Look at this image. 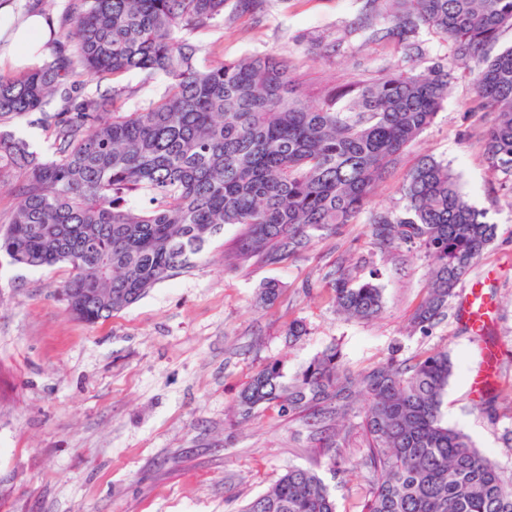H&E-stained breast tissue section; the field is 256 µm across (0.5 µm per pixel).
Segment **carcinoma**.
Returning <instances> with one entry per match:
<instances>
[{"mask_svg": "<svg viewBox=\"0 0 512 512\" xmlns=\"http://www.w3.org/2000/svg\"><path fill=\"white\" fill-rule=\"evenodd\" d=\"M226 0H67L40 66L0 69V187L17 207L0 213V255L14 265L66 264L65 309L89 324L107 319L155 285L191 268L205 245L237 225L224 265L278 266L308 250L316 235H337L372 202L403 151L434 121L452 69L472 76L477 111L492 116L478 133L489 170L512 178V46L492 55L512 29V0H362L343 32L421 55V25L448 42V65L388 68L332 88L318 106L304 100L287 61L252 55L207 67L185 34L211 25ZM390 23L376 24L381 13ZM131 71L168 77L148 104L116 112ZM112 84L113 96L85 92ZM64 107L48 112L52 97ZM36 116L52 140L41 160L12 127ZM403 210L372 214L370 244L422 249L432 266L411 321L427 335L448 316L457 287L492 244L495 225L459 189L448 167L422 159L399 187ZM145 205L136 210L129 200ZM279 281L259 289L273 306ZM336 312L370 319L384 309L382 289L356 267L334 272ZM454 364L447 348L391 357L359 372L332 345L293 376L268 361L238 392L246 421L273 411L322 425L320 443L333 474L344 472L335 424L361 416L366 450L357 472L367 488L359 512H512V477L448 426L444 406ZM512 389L482 395L493 412ZM240 512H336L319 474L289 465Z\"/></svg>", "mask_w": 512, "mask_h": 512, "instance_id": "cac0c4a2", "label": "carcinoma"}]
</instances>
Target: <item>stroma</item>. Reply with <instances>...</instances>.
<instances>
[{
    "mask_svg": "<svg viewBox=\"0 0 512 512\" xmlns=\"http://www.w3.org/2000/svg\"><path fill=\"white\" fill-rule=\"evenodd\" d=\"M360 0H289L265 13L216 21L190 33L196 63L275 54L293 65L311 103L352 74L400 65L394 50L343 35ZM59 0H0V34L36 12L55 19ZM342 38L336 56L324 42ZM476 94L465 69L433 123L405 149L381 181L370 211L336 237H316L309 250L279 266L233 271L224 252L239 229L225 226L193 268L162 281L111 318L74 320L57 292L69 268H25L0 258V512H236L296 465L327 476L304 422L267 413L238 425V391L265 362L295 374L331 345L352 371L390 357L444 347L454 363L445 413L483 456L512 472V402L488 413L471 388L484 344L448 315L430 335L412 332L411 315L428 286L430 260L418 249L372 251L371 211L402 209L398 193L423 157L448 166L460 191L495 224L496 237L459 285L480 284L492 304L489 331L501 383L512 386V202L482 156ZM368 256L358 276L380 285L382 314L372 320L337 315L331 286L345 256ZM281 282L274 306L256 304L264 280ZM306 336L289 339L290 320Z\"/></svg>",
    "mask_w": 512,
    "mask_h": 512,
    "instance_id": "1",
    "label": "stroma"
}]
</instances>
